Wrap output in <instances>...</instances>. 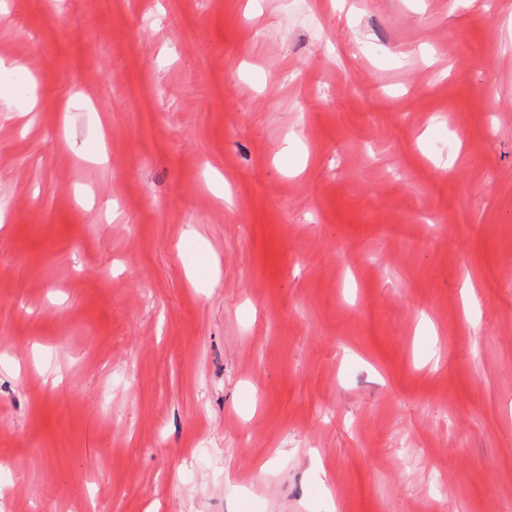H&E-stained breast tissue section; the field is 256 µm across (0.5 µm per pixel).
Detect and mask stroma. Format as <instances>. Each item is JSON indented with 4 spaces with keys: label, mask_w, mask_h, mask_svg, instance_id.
Returning a JSON list of instances; mask_svg holds the SVG:
<instances>
[{
    "label": "stroma",
    "mask_w": 512,
    "mask_h": 512,
    "mask_svg": "<svg viewBox=\"0 0 512 512\" xmlns=\"http://www.w3.org/2000/svg\"><path fill=\"white\" fill-rule=\"evenodd\" d=\"M0 61V512H512V0H0Z\"/></svg>",
    "instance_id": "1"
}]
</instances>
